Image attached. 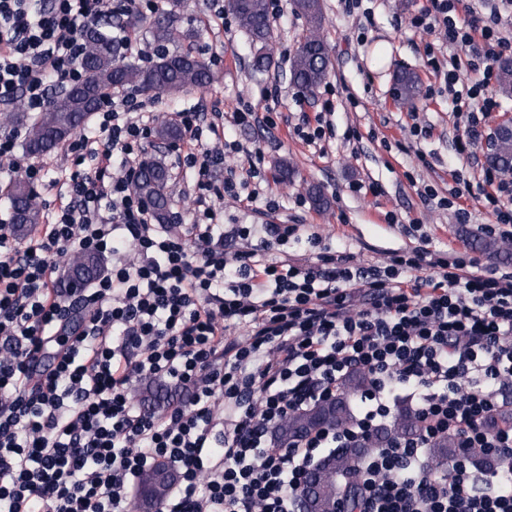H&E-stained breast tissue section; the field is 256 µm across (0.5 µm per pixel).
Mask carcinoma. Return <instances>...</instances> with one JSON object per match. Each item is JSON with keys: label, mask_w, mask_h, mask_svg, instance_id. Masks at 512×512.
<instances>
[{"label": "carcinoma", "mask_w": 512, "mask_h": 512, "mask_svg": "<svg viewBox=\"0 0 512 512\" xmlns=\"http://www.w3.org/2000/svg\"><path fill=\"white\" fill-rule=\"evenodd\" d=\"M294 10L307 21L309 33L301 41L291 64V80L303 91L317 89L330 74L331 60L319 30L324 21L322 0H292ZM230 7L240 27L259 49L254 57L258 71L267 70L272 64V54L267 51L271 35L268 23L267 0H230ZM189 8V0H167V9L153 22L151 35L155 43L163 46L172 41L177 24ZM119 23L133 28L138 18L129 13L127 20L112 12L103 13L84 31L87 46L83 59L82 82L53 96L46 108L26 125L24 148L28 155L38 157L51 152L73 135L84 129L88 116L97 110L106 90L118 85L135 90L157 89L169 95H178L192 88L208 86L213 75L205 62L189 52L162 54L156 62L142 66L121 60L120 44L112 39L108 28ZM499 88L502 94L512 95V58L504 59L499 67ZM397 96L411 101L418 93L417 76L409 71L398 78ZM491 165L505 174H512V132L505 130L496 139L489 157ZM166 172L153 161L141 165L136 189L149 201L158 221H169V202L166 194ZM6 199L12 215L11 227L15 236H25L39 223L40 215L35 204V193L23 178H16L7 189ZM104 270V260L94 255L79 254L71 259L60 277L59 287L67 289L82 278L90 282ZM366 383V374L356 371L344 379L339 395L304 411L288 414L275 428V438L282 445L304 437L322 428H339L354 417L350 397L357 394ZM416 411L404 407L391 423L380 428L365 444L356 448H338L323 461L321 469L307 487L312 512H333L336 506L352 508L347 499L345 484H354L358 466L374 449L382 448L390 440L413 436L419 431ZM457 441L448 435L439 437L430 448L431 467L440 469L456 453Z\"/></svg>", "instance_id": "cac0c4a2"}]
</instances>
